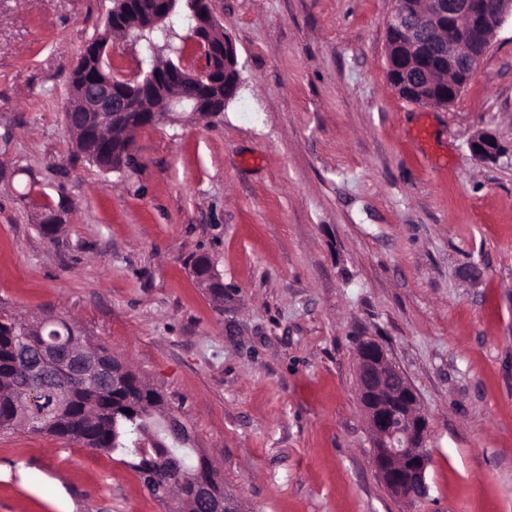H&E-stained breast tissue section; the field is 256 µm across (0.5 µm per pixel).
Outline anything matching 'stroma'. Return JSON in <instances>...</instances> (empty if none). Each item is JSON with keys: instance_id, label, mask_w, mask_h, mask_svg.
Returning <instances> with one entry per match:
<instances>
[{"instance_id": "35a3bbf8", "label": "stroma", "mask_w": 512, "mask_h": 512, "mask_svg": "<svg viewBox=\"0 0 512 512\" xmlns=\"http://www.w3.org/2000/svg\"><path fill=\"white\" fill-rule=\"evenodd\" d=\"M111 6L0 0V309L74 323L159 387L247 512H512V25L430 108L388 82L393 0H215L236 96L139 130L134 167L105 173L63 106ZM481 133L497 160L469 151ZM31 188L64 209L56 241ZM363 338L428 415L424 502L372 467ZM0 512L168 509L120 456L19 428ZM191 262L190 267L196 268L198 275H204L207 272L204 277L206 278L205 285L207 286L206 289H208V296L218 306L224 307V303L230 301L232 295L224 289L223 279L216 272L212 264L209 269L210 259L207 256L201 255L194 258Z\"/></svg>"}]
</instances>
